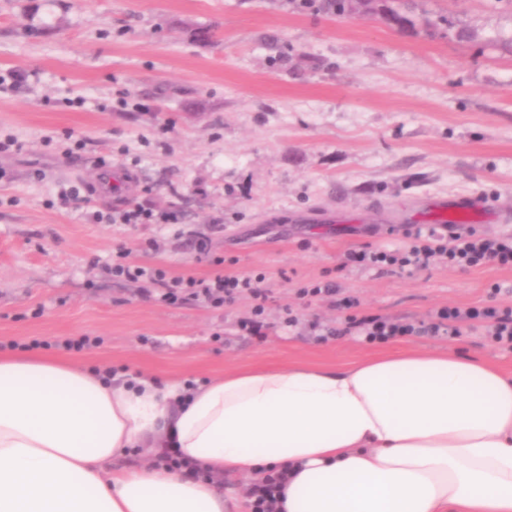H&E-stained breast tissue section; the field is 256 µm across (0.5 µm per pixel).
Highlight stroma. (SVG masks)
<instances>
[{
    "mask_svg": "<svg viewBox=\"0 0 512 512\" xmlns=\"http://www.w3.org/2000/svg\"><path fill=\"white\" fill-rule=\"evenodd\" d=\"M414 15L403 34L305 0H0V345L162 384L450 343L512 372L482 327L370 343L337 297L297 295L332 281L359 314L416 325L512 306L510 268L343 263L407 246L431 198L512 214V0H414ZM105 161L123 180L92 192ZM134 207L179 221L91 218ZM121 252L172 278L261 276L263 338L238 327L249 291L165 300L113 279ZM79 336L100 343L61 348Z\"/></svg>",
    "mask_w": 512,
    "mask_h": 512,
    "instance_id": "obj_1",
    "label": "stroma"
}]
</instances>
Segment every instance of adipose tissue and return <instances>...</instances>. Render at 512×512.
<instances>
[{
	"label": "adipose tissue",
	"instance_id": "ef3b65f1",
	"mask_svg": "<svg viewBox=\"0 0 512 512\" xmlns=\"http://www.w3.org/2000/svg\"><path fill=\"white\" fill-rule=\"evenodd\" d=\"M167 446L213 477L287 465L281 512H512V373L449 345L161 386L0 351V512H228ZM157 463L162 462L168 466H176L177 468L184 467L189 470V475L195 478H203L205 480H212L213 476L205 469L199 467L196 464L183 463L180 458L176 455V453L171 448H164L161 454L157 456Z\"/></svg>",
	"mask_w": 512,
	"mask_h": 512
}]
</instances>
